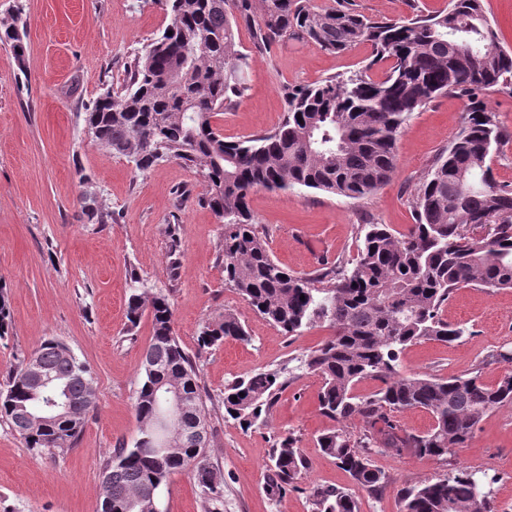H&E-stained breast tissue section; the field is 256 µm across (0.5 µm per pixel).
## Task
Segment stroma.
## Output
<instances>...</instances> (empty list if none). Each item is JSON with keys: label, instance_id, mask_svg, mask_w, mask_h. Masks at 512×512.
I'll list each match as a JSON object with an SVG mask.
<instances>
[{"label": "stroma", "instance_id": "obj_1", "mask_svg": "<svg viewBox=\"0 0 512 512\" xmlns=\"http://www.w3.org/2000/svg\"><path fill=\"white\" fill-rule=\"evenodd\" d=\"M357 11L396 19L412 9L444 10L448 0H354ZM27 21L24 58L0 42V282L11 304V333L0 340V382L16 355L43 339L65 342L90 368L98 407L86 417L77 446L66 453L32 455L0 421V512H96L101 467L118 442H133V402L139 367L151 333L142 318L125 334L131 273L169 295L173 328L197 357L202 384L219 397L235 377L290 362L331 334L317 326L293 336L253 312L224 282L217 244L224 231L203 201L202 176L180 161L136 171L124 157L90 140L84 114L108 87H120L133 53L170 22L164 0H0V20ZM371 55L360 44L329 53L303 41L254 52L246 97L214 119L236 140L276 127L286 88L350 73ZM467 101L448 95L413 113L399 137L395 175L359 200L312 189L255 190L250 208L272 257L304 275L322 263H354L371 222L406 232L412 224L411 191L421 174L459 130ZM102 197L112 221L98 224L82 211L81 193ZM179 241V268H171V239ZM245 322L249 341L226 339L198 351L201 326L224 310ZM470 336L443 345L422 342L401 356L403 372L441 377L480 374L496 384L507 364L490 352L512 346V289L489 294L458 289L443 311ZM321 380L299 373L280 391L265 425L242 431L208 417L210 458L224 475V512H311L315 486L355 489L348 473L324 455L317 435L333 422L318 409ZM294 433L309 469L294 488L269 500L263 483L274 439ZM374 465L389 478L370 495L355 489L361 512H400L402 488L451 473L453 467L494 477L498 512H512V407L489 412L453 464L378 448ZM162 512H201L188 475H172L161 492Z\"/></svg>", "mask_w": 512, "mask_h": 512}]
</instances>
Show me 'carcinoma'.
<instances>
[{"label":"carcinoma","mask_w":512,"mask_h":512,"mask_svg":"<svg viewBox=\"0 0 512 512\" xmlns=\"http://www.w3.org/2000/svg\"><path fill=\"white\" fill-rule=\"evenodd\" d=\"M168 6L170 24L134 57L121 87L107 88L87 110L86 124L98 130L94 143L139 171L168 159L200 169L204 202L224 225V282L289 336L316 324L332 328L297 369L321 379L319 409L336 426L318 436V446L354 484L369 493L387 487L389 478L371 459L375 448L448 459L452 449L466 447L489 412L512 405L511 372L489 386L477 375L443 378L400 367L401 354L413 344H451L465 335L463 325L443 317L456 290L512 288V183L498 181L491 166L512 132L479 99L486 91L512 89V52L499 46L481 0H448L438 14L385 20L345 0L320 10L310 0H168ZM18 22L14 18L0 40L11 42L21 59L26 47ZM242 26L259 52L298 40L331 53L366 43L371 56L349 75L287 88V111L277 128L227 141L212 119L247 91L251 54L241 50ZM380 62L388 67L374 79L367 71ZM448 95L467 98L464 121L415 184L414 224L406 233L369 224L351 267L323 263L309 277L271 257L250 210L253 191L307 188L365 198L396 172V143L407 119ZM81 198L96 223H112L101 197L86 191ZM481 217L493 224L486 235L483 225L472 223ZM145 315L152 336L134 402L138 440L119 443L104 462L97 512H155L151 491L181 472L193 480L202 512H224V478L210 460V442L186 438L175 449L155 446L161 433L207 425L211 397L174 332L169 297L133 277L126 331ZM10 326L9 297L0 286V339ZM228 338L246 341L248 333L226 310L201 327L196 341L202 351ZM30 355L50 381L46 392L24 373ZM286 372L285 366L269 368L227 384L219 397L224 418L246 431L263 423ZM172 380L187 410L163 425L162 394ZM364 380L376 382V389L359 396L354 389ZM93 390L86 363L65 343L46 338L9 367L0 418L32 454L63 452L77 444L96 407ZM410 409L429 413L431 429H403L395 413ZM353 419L365 424L364 433L348 430ZM269 460L265 492L277 500L309 463L292 433L274 440ZM493 482L466 470L420 482L401 490V512H497ZM311 496L313 512H360L348 489L316 487Z\"/></svg>","instance_id":"1"}]
</instances>
